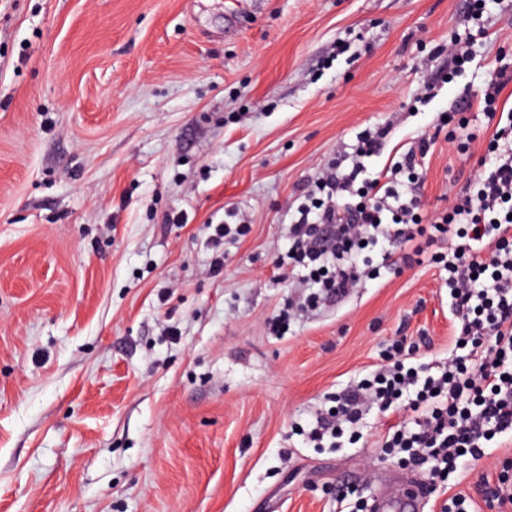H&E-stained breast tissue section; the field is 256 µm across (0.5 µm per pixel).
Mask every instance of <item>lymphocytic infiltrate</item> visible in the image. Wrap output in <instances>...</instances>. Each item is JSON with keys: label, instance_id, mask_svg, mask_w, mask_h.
<instances>
[{"label": "lymphocytic infiltrate", "instance_id": "lymphocytic-infiltrate-1", "mask_svg": "<svg viewBox=\"0 0 512 512\" xmlns=\"http://www.w3.org/2000/svg\"><path fill=\"white\" fill-rule=\"evenodd\" d=\"M511 84V65L494 69L480 99L492 121L486 154L445 210L426 214L419 193L434 138H418L392 166L372 173L365 161L381 150L390 129L369 128L305 189L289 224L288 250L278 258L299 273L302 291L269 321L274 335L302 312L341 301L363 279L393 269L387 260L374 263L383 242L406 246L404 266L428 261L447 271L456 349L447 367L435 375L414 363L419 342L399 334L377 370L345 388L306 432L314 447L334 448L343 437L360 440L365 411L397 416L382 450L426 472L430 493L464 459L485 457L497 435L512 434V108L503 96ZM445 237L453 247L436 251ZM407 413L411 422H402Z\"/></svg>", "mask_w": 512, "mask_h": 512}]
</instances>
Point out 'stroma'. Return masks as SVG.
I'll list each match as a JSON object with an SVG mask.
<instances>
[{"instance_id": "obj_1", "label": "stroma", "mask_w": 512, "mask_h": 512, "mask_svg": "<svg viewBox=\"0 0 512 512\" xmlns=\"http://www.w3.org/2000/svg\"><path fill=\"white\" fill-rule=\"evenodd\" d=\"M464 0H0V512H338L407 477L295 430L367 376L400 328L447 361L446 271L381 273L266 331L292 293L273 266L289 209L358 132L382 169L466 106L468 153L425 159L428 210L483 155L481 87L512 56V0H486L475 60L415 106L464 30ZM249 225L208 272V225ZM502 435L423 512H489Z\"/></svg>"}]
</instances>
